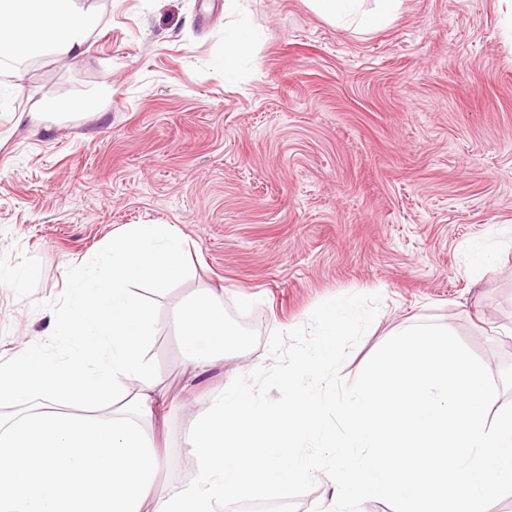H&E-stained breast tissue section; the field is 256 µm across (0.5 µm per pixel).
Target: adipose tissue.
<instances>
[{
    "label": "adipose tissue",
    "mask_w": 512,
    "mask_h": 512,
    "mask_svg": "<svg viewBox=\"0 0 512 512\" xmlns=\"http://www.w3.org/2000/svg\"><path fill=\"white\" fill-rule=\"evenodd\" d=\"M327 21L375 28L392 18L401 0H374L359 12V0H310ZM100 23L85 0H0V63L62 55L79 58ZM182 345L189 364L206 368L222 359L228 348L242 345L240 333L224 320L222 294L209 290L205 301H191L180 313Z\"/></svg>",
    "instance_id": "obj_1"
}]
</instances>
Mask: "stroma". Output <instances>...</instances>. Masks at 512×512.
Listing matches in <instances>:
<instances>
[{
  "label": "stroma",
  "instance_id": "1",
  "mask_svg": "<svg viewBox=\"0 0 512 512\" xmlns=\"http://www.w3.org/2000/svg\"><path fill=\"white\" fill-rule=\"evenodd\" d=\"M87 51L0 72V360L46 340L70 266L128 224H171L189 277L157 296L164 417L146 431L158 487L194 476L187 402L270 364L267 339L322 301L378 293L343 365L354 378L399 324L448 326L492 374L512 366V0H402L372 30L307 0H88ZM256 44L232 78L226 41ZM94 97V113L30 117ZM483 243L492 262L470 265ZM224 290L244 337L191 379L181 306Z\"/></svg>",
  "mask_w": 512,
  "mask_h": 512
}]
</instances>
